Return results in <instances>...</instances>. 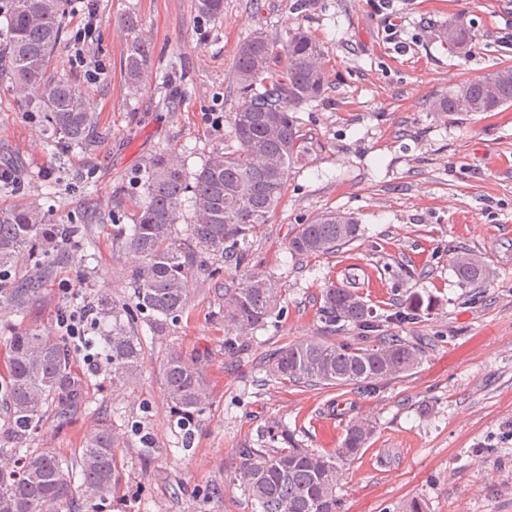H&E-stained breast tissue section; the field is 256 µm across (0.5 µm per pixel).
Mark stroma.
Listing matches in <instances>:
<instances>
[{"mask_svg":"<svg viewBox=\"0 0 512 512\" xmlns=\"http://www.w3.org/2000/svg\"><path fill=\"white\" fill-rule=\"evenodd\" d=\"M136 17L150 49L138 84L124 73L129 43L121 21ZM93 21V50L78 60L73 36ZM472 26L470 52H449L448 24ZM303 28L319 45L323 95L298 118L309 136L284 197L249 237L235 264L201 254L178 322L134 326L143 348L136 382L113 385L107 367L75 372L85 406L63 418L47 406L35 434H8L0 405V468L14 449H53L74 461L88 436L108 424L123 465L117 492L102 505L74 495L62 512H254L234 468L279 427L296 443L330 453L358 419L374 427L359 458L342 466L341 512H403L413 498L426 512H512V105L448 116L436 101L457 84L512 67V0H224L199 16L195 0H97L88 19L70 0L65 35L53 58L58 75L85 93L95 136L58 152L41 113L22 110L0 79V208L40 204L53 224H84L91 253L52 252L48 272L23 262L20 278L45 276L25 309L0 302V349L11 332L56 337L60 312L95 303L134 302L131 262L112 243V227L135 223L144 200L137 182L153 159L177 156L194 178L209 156L235 147L239 47L261 30L277 44ZM328 211L350 213L360 240L299 259L288 239ZM481 256L482 283H460L451 256ZM279 289L280 311L235 336L224 323V291L253 266ZM338 284L357 293L384 323L380 333L416 343L419 366L371 388L299 387L268 377L264 357L330 335L360 343L354 325L326 327L321 294ZM420 301L415 320L393 316ZM236 338L234 352L224 349ZM199 354L210 388L206 408L183 430L167 399L164 363L172 351Z\"/></svg>","mask_w":512,"mask_h":512,"instance_id":"obj_1","label":"stroma"}]
</instances>
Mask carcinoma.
<instances>
[{"instance_id":"obj_1","label":"carcinoma","mask_w":512,"mask_h":512,"mask_svg":"<svg viewBox=\"0 0 512 512\" xmlns=\"http://www.w3.org/2000/svg\"><path fill=\"white\" fill-rule=\"evenodd\" d=\"M68 0H0V77L7 78L20 105L45 114L55 148L67 151L85 144L93 133V118L83 91L71 80L53 73L54 52L64 34ZM197 11L215 17L224 0H197ZM130 36L126 75L136 84L145 75L150 50L129 17ZM475 34L463 22L448 25L442 38L448 48L466 52ZM287 64L271 75L275 45L256 32L241 45L236 81L241 104L233 114L237 146L212 154L188 184L181 165L158 156L142 182L144 203L136 224L112 225V241L135 262L134 306L117 307L107 296L92 312L112 318L105 337L112 382L132 383L140 376L142 344L133 325L141 315L157 328L167 325L188 304L189 275L200 267L202 249L219 251L229 261L245 260L243 251L252 229L268 221L282 200L290 171L307 150V134L297 117L300 107L321 97L325 75L321 51L302 29L288 31ZM512 105V68L462 83L440 99L437 110L448 115L494 112ZM191 196H186V193ZM194 214L190 234L176 233L184 202ZM362 235L359 219L329 211L310 224H301L288 249L304 259L333 253ZM59 250L93 245L84 224H48L37 204L0 211V294L19 309L33 299L43 281L17 280L19 263L36 265L46 258L48 245ZM458 279L466 285L481 282L485 262L464 248L452 257ZM325 322L352 323L361 329L376 326L370 307L349 288L330 285L322 295ZM279 296L265 271L253 268L237 287L224 292V322L246 334L262 326L277 310ZM422 351L398 336H379L371 345L356 346L328 336L278 349L266 361L269 375L293 386L365 387L418 367ZM75 350L66 338L37 332H15L0 356V401L9 410L8 429L16 436L37 430L48 404L70 412L85 404L86 393L73 372ZM165 385L173 411L183 423L192 420L209 400L208 383L200 367L175 351L164 365ZM373 427L359 421L345 431L335 454L326 455L292 442L283 431H270V441L284 448H246L236 463L234 481L260 512H340L337 495L339 462L358 459ZM20 454L19 465L0 470V512H54L73 499L68 463L51 451ZM80 492L88 499L108 496L120 487L122 469L111 428L102 426L85 441L76 461Z\"/></svg>"}]
</instances>
